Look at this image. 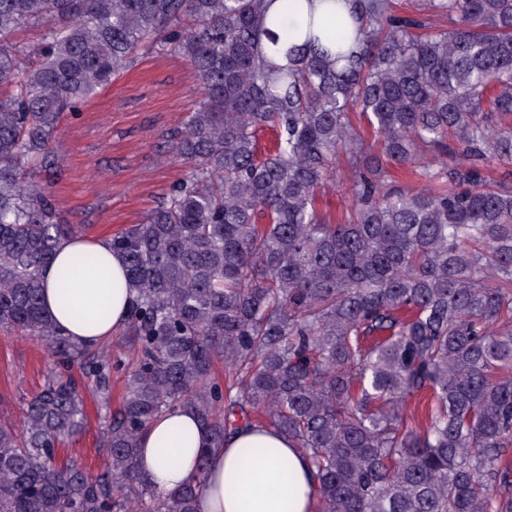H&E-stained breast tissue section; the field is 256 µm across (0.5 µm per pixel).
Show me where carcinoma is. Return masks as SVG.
Segmentation results:
<instances>
[{
	"mask_svg": "<svg viewBox=\"0 0 512 512\" xmlns=\"http://www.w3.org/2000/svg\"><path fill=\"white\" fill-rule=\"evenodd\" d=\"M268 2L0 0V328L106 400L133 362L96 476L56 460L73 382L49 380L22 433L0 425V512H196L209 452L249 426L302 450L318 512H512V186L482 173L512 165V0H354L352 31ZM31 25L34 50L14 40ZM155 49L190 63L202 101L175 146L186 177L111 238L133 293L120 357L43 310L39 269L78 227L31 175L59 168L67 114ZM343 155L353 207L334 223L317 190ZM386 163L426 187L387 188ZM184 407L211 446L160 491L138 440Z\"/></svg>",
	"mask_w": 512,
	"mask_h": 512,
	"instance_id": "obj_1",
	"label": "carcinoma"
}]
</instances>
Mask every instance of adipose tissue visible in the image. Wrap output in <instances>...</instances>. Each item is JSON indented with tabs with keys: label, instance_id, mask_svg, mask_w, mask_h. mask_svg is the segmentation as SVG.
I'll return each mask as SVG.
<instances>
[{
	"label": "adipose tissue",
	"instance_id": "obj_1",
	"mask_svg": "<svg viewBox=\"0 0 512 512\" xmlns=\"http://www.w3.org/2000/svg\"><path fill=\"white\" fill-rule=\"evenodd\" d=\"M86 261L71 282L60 279L75 255ZM42 306L82 346L97 348L126 326L132 293L125 263L110 239L73 236L57 245L40 270ZM210 437L188 409L167 411L139 440V470L167 491L195 474L197 454ZM197 512H314L312 472L305 455L284 434L255 427L210 449Z\"/></svg>",
	"mask_w": 512,
	"mask_h": 512
}]
</instances>
